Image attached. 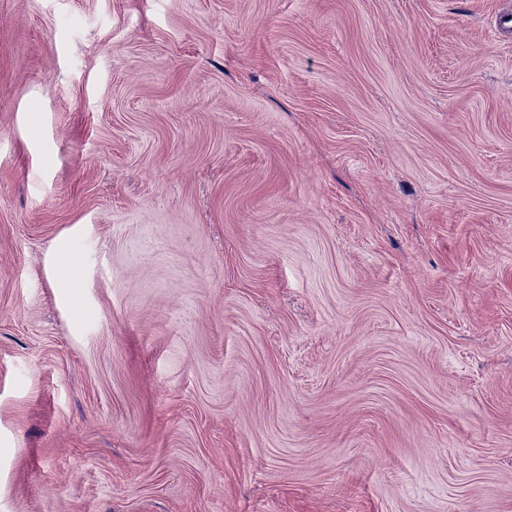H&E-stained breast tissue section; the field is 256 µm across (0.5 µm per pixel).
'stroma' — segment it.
<instances>
[{
    "label": "stroma",
    "instance_id": "obj_1",
    "mask_svg": "<svg viewBox=\"0 0 512 512\" xmlns=\"http://www.w3.org/2000/svg\"><path fill=\"white\" fill-rule=\"evenodd\" d=\"M505 6L0 0V512H512Z\"/></svg>",
    "mask_w": 512,
    "mask_h": 512
}]
</instances>
